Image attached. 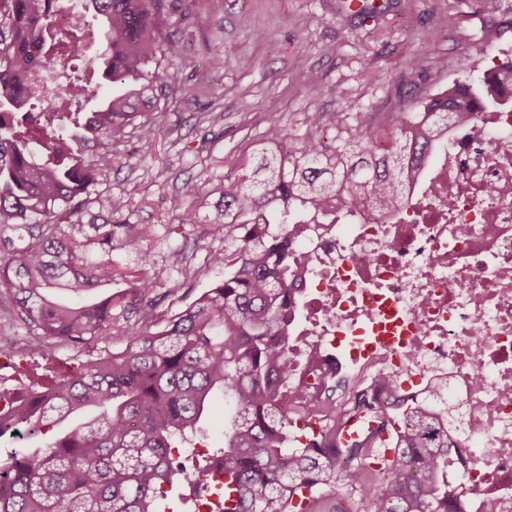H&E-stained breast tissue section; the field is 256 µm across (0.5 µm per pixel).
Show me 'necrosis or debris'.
Listing matches in <instances>:
<instances>
[{
	"label": "necrosis or debris",
	"instance_id": "1",
	"mask_svg": "<svg viewBox=\"0 0 512 512\" xmlns=\"http://www.w3.org/2000/svg\"><path fill=\"white\" fill-rule=\"evenodd\" d=\"M61 77L49 67L29 80L34 98L57 96L53 123L87 99L58 96ZM288 231L301 247L289 391L348 348L382 402L447 379L467 475L453 512H512V93L452 126L390 217L344 206Z\"/></svg>",
	"mask_w": 512,
	"mask_h": 512
}]
</instances>
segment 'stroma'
<instances>
[{
  "label": "stroma",
  "instance_id": "1",
  "mask_svg": "<svg viewBox=\"0 0 512 512\" xmlns=\"http://www.w3.org/2000/svg\"><path fill=\"white\" fill-rule=\"evenodd\" d=\"M511 5L382 0L379 13L362 17L341 0H196L191 15L174 22L182 50L168 66L164 112L118 147L101 186L123 204L109 217L112 282L102 294L132 300L130 274L146 252L165 280L154 294L156 319L185 309L224 277L207 262L224 246L211 233L224 219L212 188L235 175L255 145L311 136L331 143L339 131L310 126L313 112L342 113L352 127L359 113L381 121L451 82L481 78L493 60L512 58V29L498 45L484 41L489 22ZM300 32L307 36L302 45ZM212 50L222 54L220 67L208 64ZM413 55L424 59L422 72L408 73ZM186 85L195 86L194 95L183 93ZM187 209L198 213V223H181ZM124 223L149 224L154 233L128 246ZM83 359L73 347L49 345L15 386H42Z\"/></svg>",
  "mask_w": 512,
  "mask_h": 512
}]
</instances>
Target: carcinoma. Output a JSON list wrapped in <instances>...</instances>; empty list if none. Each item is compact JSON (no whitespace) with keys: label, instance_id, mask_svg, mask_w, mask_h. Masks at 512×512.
I'll list each match as a JSON object with an SVG mask.
<instances>
[{"label":"carcinoma","instance_id":"obj_1","mask_svg":"<svg viewBox=\"0 0 512 512\" xmlns=\"http://www.w3.org/2000/svg\"><path fill=\"white\" fill-rule=\"evenodd\" d=\"M53 0H0V107L31 111L28 76L59 58L77 57L83 29L64 39L50 30ZM104 24L112 58L103 78L112 97L80 131L54 136L33 124L18 128L0 110V294L36 335L35 354L48 341L78 347L90 359L44 390L0 399L13 414L0 419V438L21 430L37 435L63 425L41 448L14 453L0 469L7 477L0 512H158L162 486L192 485L215 463L238 488L233 512H346L333 489L358 492L355 512H448L465 484L452 469L456 410L440 404L436 388L420 400L387 407L354 394L349 414L365 408L390 438L367 434L337 447L346 419L336 418V386H316L288 397V355L295 310L289 280L297 249L288 224L336 212L342 198L354 211L373 205L387 214L406 199L422 166L443 145L448 128L470 119L475 104L489 111L512 84V61L495 64L475 83L458 82L417 103L416 112H391L381 127L362 113L358 127L332 149L313 137L298 145L261 143L254 163L223 182L224 238L238 241L209 253L224 280L206 289L162 330L152 332V310L125 327L119 352L96 353L104 333L129 308L112 296L80 305L68 291L90 292L112 283V223H81L95 205L112 212V196L98 193L112 166V147L164 112L163 76L180 54L167 32L174 7L167 0H91ZM346 118L317 112L313 127ZM136 245L149 224H125ZM97 249L90 261L87 253ZM151 255H141L133 292L143 301L160 287ZM220 391L233 411L224 446L206 465L180 460L176 441L201 431ZM317 419L320 434L298 440L296 423Z\"/></svg>","mask_w":512,"mask_h":512}]
</instances>
